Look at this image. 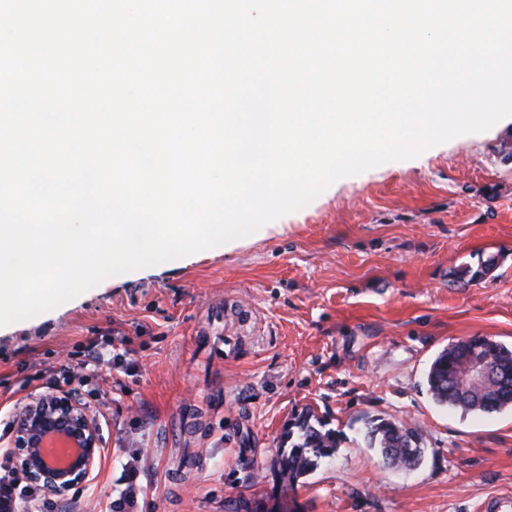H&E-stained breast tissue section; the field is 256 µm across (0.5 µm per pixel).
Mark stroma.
Masks as SVG:
<instances>
[{"label":"stroma","instance_id":"35a3bbf8","mask_svg":"<svg viewBox=\"0 0 512 512\" xmlns=\"http://www.w3.org/2000/svg\"><path fill=\"white\" fill-rule=\"evenodd\" d=\"M219 329L236 340L221 363ZM472 336L512 348L507 118L340 179L232 251L110 277L0 327V447L29 398L72 390L69 354L97 343L113 363L76 391L104 412L100 461L71 492L80 512H107L133 467L136 512H476L512 492V409L449 410L426 384L434 357ZM308 409L338 448L287 488L273 462ZM376 417L421 431L420 466L383 464L365 437Z\"/></svg>","mask_w":512,"mask_h":512}]
</instances>
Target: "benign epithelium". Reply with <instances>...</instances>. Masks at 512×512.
I'll use <instances>...</instances> for the list:
<instances>
[{
    "mask_svg": "<svg viewBox=\"0 0 512 512\" xmlns=\"http://www.w3.org/2000/svg\"><path fill=\"white\" fill-rule=\"evenodd\" d=\"M493 375L484 359L471 364L468 379L477 381ZM15 435L10 447L21 459L20 469L29 482L54 497H65L77 485L86 482L100 455L98 423L86 407L71 393L33 397L13 420ZM60 436L80 448L63 467L46 463L43 448L46 439Z\"/></svg>",
    "mask_w": 512,
    "mask_h": 512,
    "instance_id": "benign-epithelium-1",
    "label": "benign epithelium"
}]
</instances>
